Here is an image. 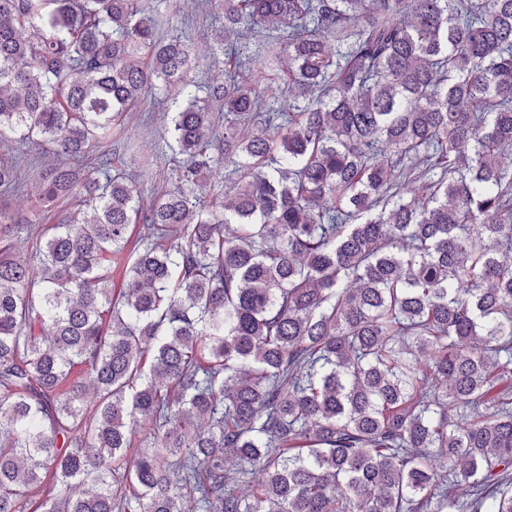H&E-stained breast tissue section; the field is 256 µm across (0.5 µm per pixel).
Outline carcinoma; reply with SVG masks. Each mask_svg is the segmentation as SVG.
Segmentation results:
<instances>
[{
	"mask_svg": "<svg viewBox=\"0 0 512 512\" xmlns=\"http://www.w3.org/2000/svg\"><path fill=\"white\" fill-rule=\"evenodd\" d=\"M204 5L212 86L149 0H0V144L58 158L20 259L0 152V512H512V0ZM161 91L145 200L82 161Z\"/></svg>",
	"mask_w": 512,
	"mask_h": 512,
	"instance_id": "cac0c4a2",
	"label": "carcinoma"
}]
</instances>
